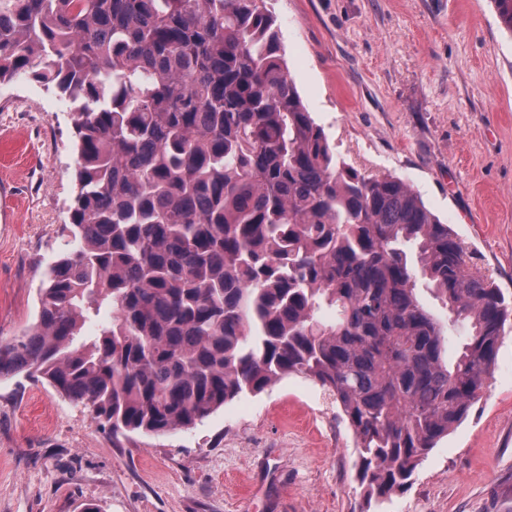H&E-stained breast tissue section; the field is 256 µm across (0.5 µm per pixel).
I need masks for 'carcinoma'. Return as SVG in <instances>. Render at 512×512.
<instances>
[{
  "instance_id": "carcinoma-1",
  "label": "carcinoma",
  "mask_w": 512,
  "mask_h": 512,
  "mask_svg": "<svg viewBox=\"0 0 512 512\" xmlns=\"http://www.w3.org/2000/svg\"><path fill=\"white\" fill-rule=\"evenodd\" d=\"M21 76L70 102L77 166L68 248L0 377L117 436L299 376L352 431L367 505L408 490L488 387L512 295L408 183L337 160L267 0H0V85Z\"/></svg>"
}]
</instances>
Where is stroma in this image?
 <instances>
[{"label":"stroma","mask_w":512,"mask_h":512,"mask_svg":"<svg viewBox=\"0 0 512 512\" xmlns=\"http://www.w3.org/2000/svg\"><path fill=\"white\" fill-rule=\"evenodd\" d=\"M290 75L338 158L410 184L512 293V32L493 0H270ZM70 104L0 85V338L36 322L75 188ZM357 453L288 376L189 430L113 438L47 384L0 377V512H362ZM385 512H512V379L442 439Z\"/></svg>","instance_id":"stroma-1"}]
</instances>
